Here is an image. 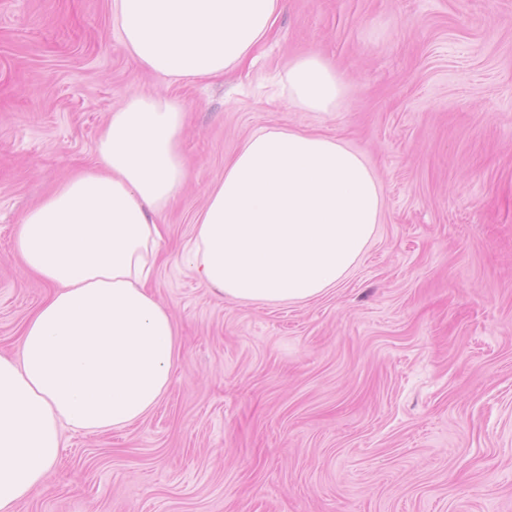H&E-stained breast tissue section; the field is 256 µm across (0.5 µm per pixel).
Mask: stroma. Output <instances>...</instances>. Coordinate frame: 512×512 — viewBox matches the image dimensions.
<instances>
[{"label": "stroma", "instance_id": "stroma-1", "mask_svg": "<svg viewBox=\"0 0 512 512\" xmlns=\"http://www.w3.org/2000/svg\"><path fill=\"white\" fill-rule=\"evenodd\" d=\"M332 59L335 111L286 105ZM133 93L187 122L155 294L180 352L144 420L64 450L17 512H512V0H285L253 66L173 84L138 68L110 0H0V354L47 293L18 217ZM266 127L342 138L384 188L359 263L306 303L219 301L181 259L224 162ZM283 78L288 104L309 112L333 111L344 91L335 65L317 53L288 63Z\"/></svg>", "mask_w": 512, "mask_h": 512}]
</instances>
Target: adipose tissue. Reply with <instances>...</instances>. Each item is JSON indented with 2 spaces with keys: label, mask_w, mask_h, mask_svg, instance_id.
Wrapping results in <instances>:
<instances>
[{
  "label": "adipose tissue",
  "mask_w": 512,
  "mask_h": 512,
  "mask_svg": "<svg viewBox=\"0 0 512 512\" xmlns=\"http://www.w3.org/2000/svg\"><path fill=\"white\" fill-rule=\"evenodd\" d=\"M281 0H112L122 45L174 83L223 78L266 42ZM286 100L333 111L343 95L312 53L284 72ZM185 112L134 94L111 112L92 165L72 171L18 220L24 272L50 289L20 329L19 359L0 355V512L41 485L63 426L85 433L144 419L172 382L179 330L152 286L163 215L188 179ZM382 186L337 137L285 128L249 135L194 224L185 260L217 297L304 303L356 267L382 218Z\"/></svg>",
  "instance_id": "1"
}]
</instances>
